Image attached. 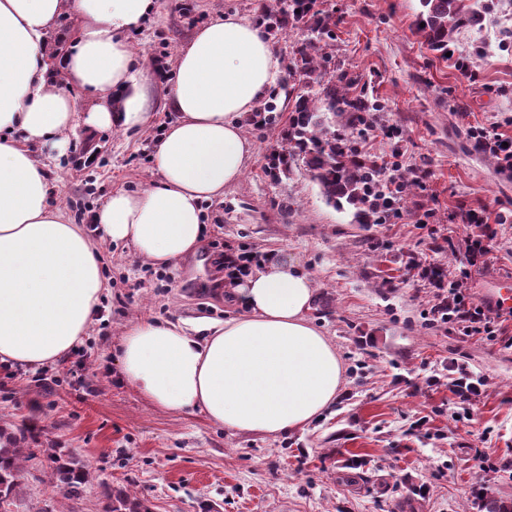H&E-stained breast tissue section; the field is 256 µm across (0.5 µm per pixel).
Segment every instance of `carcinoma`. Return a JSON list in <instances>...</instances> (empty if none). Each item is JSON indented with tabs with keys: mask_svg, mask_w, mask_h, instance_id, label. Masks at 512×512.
Returning a JSON list of instances; mask_svg holds the SVG:
<instances>
[{
	"mask_svg": "<svg viewBox=\"0 0 512 512\" xmlns=\"http://www.w3.org/2000/svg\"><path fill=\"white\" fill-rule=\"evenodd\" d=\"M424 11L417 18L429 49L446 57L448 44L460 26L482 27L486 7L481 0H421ZM310 22L313 37L296 47L290 66L272 101L260 107L274 121L275 99L284 95L290 106L288 125L281 132V145L272 152L268 175L279 181L294 165L302 163L320 186L326 201L338 209L349 206L360 224H375L379 215L394 203L392 190L381 177L376 159L359 144L332 130L330 117L346 116L349 126L366 123L379 105L363 93L352 94L351 86L326 76L316 60L318 45L334 39L335 16L319 8L317 0H288V7L268 16L269 24L280 29L303 19ZM318 87L317 92L310 91ZM24 452L14 433L0 432V497L11 496L19 487ZM54 486L67 496L79 497L88 483L86 464L80 459L54 453L50 456ZM480 512H512V504L480 492ZM104 512H150L145 501L122 490L107 494Z\"/></svg>",
	"mask_w": 512,
	"mask_h": 512,
	"instance_id": "1",
	"label": "carcinoma"
}]
</instances>
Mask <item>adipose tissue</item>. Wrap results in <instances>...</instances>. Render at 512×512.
<instances>
[{
  "label": "adipose tissue",
  "instance_id": "adipose-tissue-1",
  "mask_svg": "<svg viewBox=\"0 0 512 512\" xmlns=\"http://www.w3.org/2000/svg\"><path fill=\"white\" fill-rule=\"evenodd\" d=\"M157 0H0V364L38 369L86 335L105 282L100 249H131L166 267L194 252L203 205L224 198L256 152L242 119L279 77L261 24L226 14L178 48L165 99L176 119L152 156L143 191H113L88 226L53 204L42 155L65 154L78 127L137 132L151 120L150 83L129 36ZM83 25L67 52L49 33L59 17ZM65 76L85 105L59 88ZM224 289L239 309L223 321L133 320L119 346L123 378L154 404L197 410L240 432L278 435L321 417L344 366L311 321L314 283L298 263L269 255Z\"/></svg>",
  "mask_w": 512,
  "mask_h": 512
}]
</instances>
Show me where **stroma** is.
<instances>
[{"instance_id":"1","label":"stroma","mask_w":512,"mask_h":512,"mask_svg":"<svg viewBox=\"0 0 512 512\" xmlns=\"http://www.w3.org/2000/svg\"><path fill=\"white\" fill-rule=\"evenodd\" d=\"M159 0L130 43L144 62L175 59L202 24L235 12L262 18L279 0ZM336 17V38L322 49L327 74L353 80L378 101L372 126L353 133L364 151L398 157L403 171H426L403 196L394 224H359L351 209L327 205L303 169L272 181L268 156L288 124L252 118L244 132L256 154L224 200L205 204L206 233L195 254L158 269L131 251L103 245L110 277L99 314L76 353L35 370L0 365V428L31 429L43 453L25 462L10 512H103L111 486L144 500L151 512H478L475 491L512 500V479L480 471L475 452L512 459V349L467 341L428 326L433 290L412 277L416 259L447 269L458 264L471 229L454 221L459 206L512 212V171L477 150L471 130L512 137V40L501 24L512 0H492L483 32L455 34V52L482 51L477 81L455 61L439 59L414 26L420 0H322ZM166 82L151 79L154 118L141 132H78L66 155L48 163L56 201L70 218L89 220L115 189L141 191L154 179V142L176 114ZM91 142L94 161L81 148ZM451 232L455 252L435 247L430 228ZM283 254L316 288L311 317L345 368L332 406L305 428L276 436L240 433L204 414L176 413L150 402L120 379L117 351L131 321L206 317L224 320L220 247ZM512 276V221L493 241L486 271L469 288L482 301L489 274ZM171 287H162L161 278ZM461 364L484 381L469 405L453 404L448 369ZM88 464L80 498L54 487L47 449Z\"/></svg>"}]
</instances>
